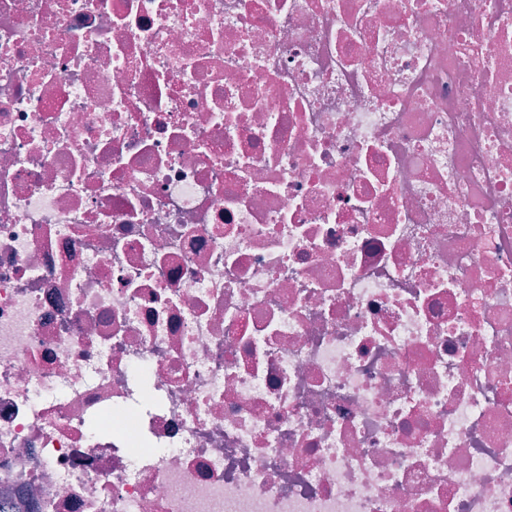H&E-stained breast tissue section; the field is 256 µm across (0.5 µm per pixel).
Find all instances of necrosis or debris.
<instances>
[{
	"label": "necrosis or debris",
	"instance_id": "obj_1",
	"mask_svg": "<svg viewBox=\"0 0 512 512\" xmlns=\"http://www.w3.org/2000/svg\"><path fill=\"white\" fill-rule=\"evenodd\" d=\"M11 512H512V0H0Z\"/></svg>",
	"mask_w": 512,
	"mask_h": 512
}]
</instances>
